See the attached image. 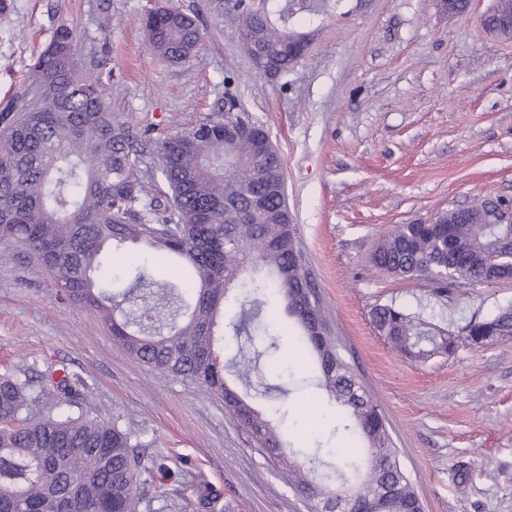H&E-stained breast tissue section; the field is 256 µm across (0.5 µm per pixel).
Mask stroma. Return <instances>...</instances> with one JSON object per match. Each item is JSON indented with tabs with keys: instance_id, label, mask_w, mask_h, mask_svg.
<instances>
[{
	"instance_id": "obj_1",
	"label": "stroma",
	"mask_w": 512,
	"mask_h": 512,
	"mask_svg": "<svg viewBox=\"0 0 512 512\" xmlns=\"http://www.w3.org/2000/svg\"><path fill=\"white\" fill-rule=\"evenodd\" d=\"M163 0H8L0 13V109L28 79L55 31L82 36V61L107 55L112 110L159 139L224 115L238 99L284 159L288 210L325 304L331 337L375 397L425 512H512V337L415 363L376 329V306L395 304L459 331L512 304V282L433 295L426 281L371 270L379 235L431 223L474 197L512 202V36L488 33L492 0L451 16L440 0H323L320 23L288 74H258L242 28L215 23L211 0H174L206 29L197 51L170 63L151 51L140 19ZM290 391L280 403L289 450L314 439L346 448L351 434L296 333L280 338ZM67 369L91 417L143 433L146 475L138 512H176L207 482L224 512H308L288 472L206 388L139 363L91 308L59 294L41 262L0 241V373Z\"/></svg>"
}]
</instances>
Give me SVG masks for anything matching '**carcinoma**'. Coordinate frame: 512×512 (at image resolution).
<instances>
[{
  "mask_svg": "<svg viewBox=\"0 0 512 512\" xmlns=\"http://www.w3.org/2000/svg\"><path fill=\"white\" fill-rule=\"evenodd\" d=\"M215 17L232 14L258 72L274 77L297 62L288 53L304 35L288 28L298 14L314 23L315 0L296 6L268 0L249 14L233 0H215ZM507 13L482 22L509 36ZM154 53L188 61L204 39L198 21L166 4L141 19ZM81 36L61 27L31 64L30 80L17 96L14 115L0 127V239L32 252L73 303L93 308L112 336L136 361L195 381L224 398L225 407L296 479L311 512H357V500L379 498L382 512H424L422 500L400 465L374 398L357 381L329 336L325 308L305 270L297 228L286 205L284 162L262 126L226 112L190 131L154 141L112 112L103 96L112 79L107 58L93 74L79 75ZM158 156L167 190L147 189L139 167L147 149ZM499 199L440 212L432 224H396L383 232L370 267L387 275L425 280L445 296L462 285L512 279V224L496 223ZM142 244L174 257L198 277L190 300L137 266L116 290L96 274L105 250ZM238 336L257 325L274 335L278 310L300 330L303 350L316 362V386L349 420L360 447L346 452L344 469L318 475L319 453L299 462L286 452L277 410H258L247 396L225 398L224 365L217 353L220 319L233 304ZM378 331L403 356L426 362L450 355L462 340L474 344L512 336V305L459 334L444 332L393 305L374 311ZM53 393L56 413L32 416ZM83 396L67 374L47 384L33 370L0 375V512H136L146 470L139 431L74 412ZM223 493L197 489L195 508L223 512Z\"/></svg>",
  "mask_w": 512,
  "mask_h": 512,
  "instance_id": "obj_1",
  "label": "carcinoma"
}]
</instances>
